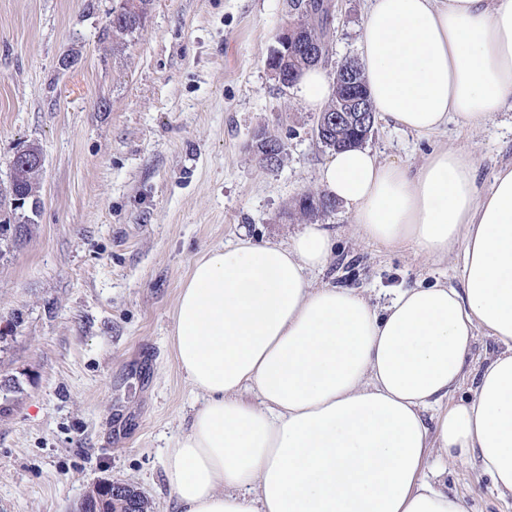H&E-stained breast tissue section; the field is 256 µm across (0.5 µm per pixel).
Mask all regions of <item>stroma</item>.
Segmentation results:
<instances>
[{
	"label": "stroma",
	"instance_id": "1",
	"mask_svg": "<svg viewBox=\"0 0 512 512\" xmlns=\"http://www.w3.org/2000/svg\"><path fill=\"white\" fill-rule=\"evenodd\" d=\"M119 4L0 0V186L17 150L42 158L28 233L0 243V512H75L107 479L175 512L167 451L201 403L169 345L179 288L213 247L299 232L298 201L321 192L332 155L314 135L317 111L268 66L288 0H151L142 27L116 39ZM333 4L331 76L359 56L368 0ZM262 131L284 145L276 168L258 162ZM365 145L412 168L438 147L472 149L486 191L512 162V112L429 137L380 119ZM315 221L334 252L314 285L381 303L396 287L461 284V251L382 247L339 203ZM442 482L467 512H512L473 465L449 464Z\"/></svg>",
	"mask_w": 512,
	"mask_h": 512
}]
</instances>
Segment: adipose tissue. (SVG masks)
I'll use <instances>...</instances> for the list:
<instances>
[{"instance_id": "1", "label": "adipose tissue", "mask_w": 512, "mask_h": 512, "mask_svg": "<svg viewBox=\"0 0 512 512\" xmlns=\"http://www.w3.org/2000/svg\"><path fill=\"white\" fill-rule=\"evenodd\" d=\"M359 53L375 112L417 135L512 108V0H369ZM477 179L455 148L415 169L349 148L319 172L366 240L462 247L458 288H395L380 307L313 286L333 252L321 224L193 262L170 346L204 401L167 457L177 512H466L429 469L433 450L512 498V165L488 191ZM480 331L504 349L448 402Z\"/></svg>"}]
</instances>
